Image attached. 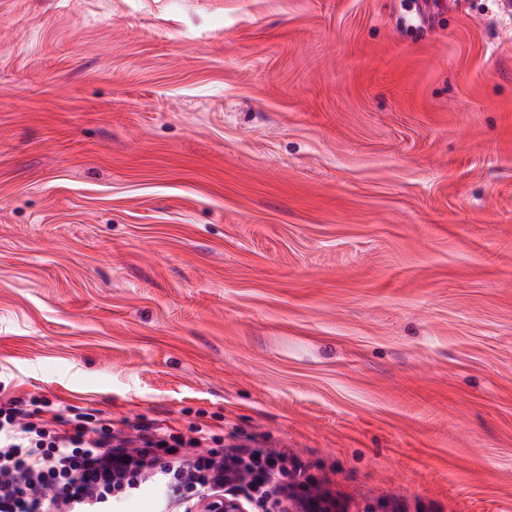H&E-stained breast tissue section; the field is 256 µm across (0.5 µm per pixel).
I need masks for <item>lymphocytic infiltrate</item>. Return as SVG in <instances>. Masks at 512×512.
Instances as JSON below:
<instances>
[{"label": "lymphocytic infiltrate", "instance_id": "1", "mask_svg": "<svg viewBox=\"0 0 512 512\" xmlns=\"http://www.w3.org/2000/svg\"><path fill=\"white\" fill-rule=\"evenodd\" d=\"M213 434L184 437L167 421L115 428L93 414L67 417L0 402V512H114L154 490L160 512H196L206 498L237 494L305 506V470L282 451L245 445L201 451Z\"/></svg>", "mask_w": 512, "mask_h": 512}]
</instances>
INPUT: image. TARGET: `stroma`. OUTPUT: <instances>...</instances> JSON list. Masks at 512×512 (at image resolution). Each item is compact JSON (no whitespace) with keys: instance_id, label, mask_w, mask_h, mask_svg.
<instances>
[{"instance_id":"obj_1","label":"stroma","mask_w":512,"mask_h":512,"mask_svg":"<svg viewBox=\"0 0 512 512\" xmlns=\"http://www.w3.org/2000/svg\"><path fill=\"white\" fill-rule=\"evenodd\" d=\"M10 397L512 512V0H0Z\"/></svg>"}]
</instances>
